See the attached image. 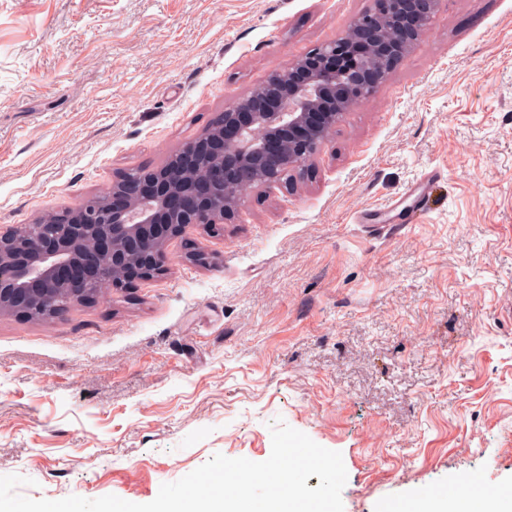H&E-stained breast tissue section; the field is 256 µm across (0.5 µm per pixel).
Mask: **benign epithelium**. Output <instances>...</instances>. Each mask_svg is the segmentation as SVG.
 Instances as JSON below:
<instances>
[{
  "instance_id": "benign-epithelium-1",
  "label": "benign epithelium",
  "mask_w": 512,
  "mask_h": 512,
  "mask_svg": "<svg viewBox=\"0 0 512 512\" xmlns=\"http://www.w3.org/2000/svg\"><path fill=\"white\" fill-rule=\"evenodd\" d=\"M440 0H371L335 41L272 73L218 113L163 165L113 180L104 205L0 226V314L56 319L95 302L108 280L124 292L168 270V247L207 265L189 228L224 231L250 188L305 177L355 104L370 97L428 29ZM255 173L251 185L239 175Z\"/></svg>"
}]
</instances>
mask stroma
<instances>
[{"instance_id":"stroma-1","label":"stroma","mask_w":512,"mask_h":512,"mask_svg":"<svg viewBox=\"0 0 512 512\" xmlns=\"http://www.w3.org/2000/svg\"><path fill=\"white\" fill-rule=\"evenodd\" d=\"M370 0H0V225L163 164ZM214 257L50 322L0 316V476L147 503L283 420L344 512H512V0H441L305 180L248 191Z\"/></svg>"}]
</instances>
